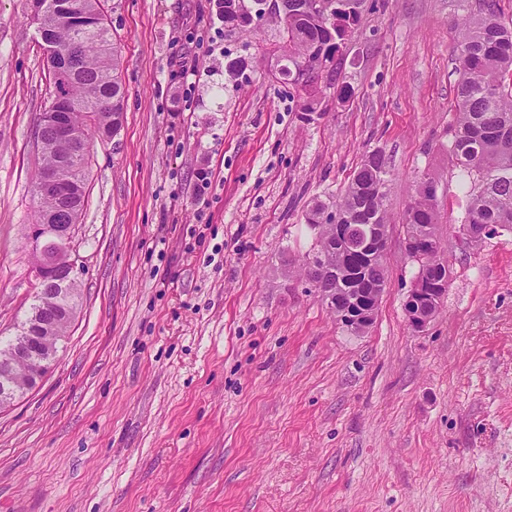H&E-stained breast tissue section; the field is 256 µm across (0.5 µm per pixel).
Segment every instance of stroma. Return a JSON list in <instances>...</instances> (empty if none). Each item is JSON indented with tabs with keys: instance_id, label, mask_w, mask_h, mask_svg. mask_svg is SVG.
I'll return each instance as SVG.
<instances>
[{
	"instance_id": "stroma-1",
	"label": "stroma",
	"mask_w": 512,
	"mask_h": 512,
	"mask_svg": "<svg viewBox=\"0 0 512 512\" xmlns=\"http://www.w3.org/2000/svg\"><path fill=\"white\" fill-rule=\"evenodd\" d=\"M372 2L305 121L269 72L271 20L241 34L214 0H102L124 119L88 160L82 307L40 385L0 409V512H512V232L461 247L470 184L448 156L467 4ZM37 27L28 0H0V336L35 284L53 99ZM376 148L386 282L356 336L300 269L304 214ZM426 170L450 277L418 333L403 215Z\"/></svg>"
}]
</instances>
